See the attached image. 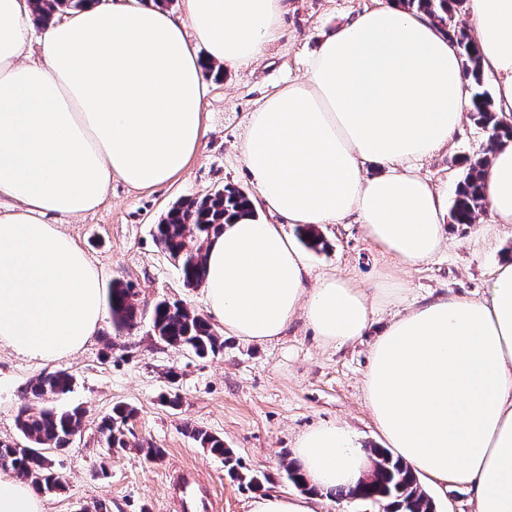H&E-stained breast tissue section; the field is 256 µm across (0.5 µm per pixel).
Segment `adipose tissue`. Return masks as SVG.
I'll use <instances>...</instances> for the list:
<instances>
[{
  "label": "adipose tissue",
  "mask_w": 512,
  "mask_h": 512,
  "mask_svg": "<svg viewBox=\"0 0 512 512\" xmlns=\"http://www.w3.org/2000/svg\"><path fill=\"white\" fill-rule=\"evenodd\" d=\"M283 0H180L177 11L120 0L64 13L30 38V0H0V344L46 363L104 320L102 277L51 215L78 217L113 180L150 189L182 174L210 126L202 61L246 67L280 37ZM474 47L512 125V0H470ZM206 57H199L198 47ZM308 77L251 112L240 146L255 208L319 227L354 219L402 266L445 240L441 196L414 170L472 107L455 42L397 0L325 34ZM370 164L381 165L376 176ZM492 221L512 224V142L481 173ZM206 311L225 331L272 341L303 316L326 344L356 342L375 309L309 269L282 225L225 223L209 245ZM387 447L430 481L473 489L475 512H512V257L483 296L412 305L376 338L363 381ZM295 456L317 495L257 496L250 512H321L370 460L338 422L305 431ZM0 512H44L38 490L0 468Z\"/></svg>",
  "instance_id": "ef3b65f1"
}]
</instances>
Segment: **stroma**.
I'll return each instance as SVG.
<instances>
[{
    "instance_id": "obj_1",
    "label": "stroma",
    "mask_w": 512,
    "mask_h": 512,
    "mask_svg": "<svg viewBox=\"0 0 512 512\" xmlns=\"http://www.w3.org/2000/svg\"><path fill=\"white\" fill-rule=\"evenodd\" d=\"M285 4L283 36L258 63L226 71L220 80L204 74L211 131L182 175L146 190L113 181L101 206L60 221L104 284L115 279L132 284L143 312L162 297L204 311L202 289L183 286L176 263L154 240V225L176 201L200 198L227 184L255 195L239 155L250 112L266 93L303 78L323 35L374 7L375 0ZM488 145L487 131L466 119L448 148L420 162V173L439 192L456 193L469 161ZM321 234L326 249L304 252L310 282L333 274L370 291L385 281L403 287L411 302L439 295L479 297L502 255L512 253V224L492 223L486 211L468 226L447 223L441 252L409 269L373 243L362 225L329 224ZM392 312L385 306L361 340L340 348L324 345L299 317L273 342H247L224 333L223 351L203 359L187 348L155 342L145 320L120 334L103 321L80 352L53 362L41 364L1 349L0 441L20 442L15 416L30 382L42 373L66 371L75 378L73 389L52 404L80 407L84 424L69 448L53 455L64 488L44 494L45 512H94L99 501L110 512H174L168 475L179 467L199 471L211 488L214 512H249L258 492L292 490L284 467L294 459L296 438L309 428L337 421L355 431L360 447L379 445L361 383L372 345ZM172 397L178 407L169 406ZM117 404L135 407L137 415L129 425V448L109 456L97 443L96 427ZM189 423L223 438L243 472L261 477L260 490L231 479L223 458L186 433ZM149 446L164 449L163 458L148 461L144 450Z\"/></svg>"
}]
</instances>
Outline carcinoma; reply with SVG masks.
<instances>
[{
    "instance_id": "carcinoma-1",
    "label": "carcinoma",
    "mask_w": 512,
    "mask_h": 512,
    "mask_svg": "<svg viewBox=\"0 0 512 512\" xmlns=\"http://www.w3.org/2000/svg\"><path fill=\"white\" fill-rule=\"evenodd\" d=\"M90 0H37L35 20L47 25L52 18L68 10L85 7ZM464 0H404L407 9L442 26L461 50L466 76L472 78V116L489 133V140L503 143L512 139V127L501 125L493 110L491 97L480 90L482 69L479 56L467 31L454 23L455 7ZM487 154L470 162L452 207L457 224H472L485 207L480 191V174L487 164ZM256 216L252 199L242 190L226 186L201 199H186L174 203L159 224L154 238L172 258L178 259L183 286L199 288L206 276V249L209 241L224 228L230 218ZM137 292L129 283L114 280L107 293V304L116 333L130 331L142 319L132 297ZM153 337L169 346L187 347L199 358L215 355L224 348V340L208 319L180 301L158 300L149 315ZM73 387V376L56 371L38 376L27 388L26 402L20 408L16 427L24 445L0 442V461L14 473L46 493L63 490L59 476L46 467V451L62 450L70 444V436L82 428L83 413L78 408L58 410L47 402L67 394ZM136 417L134 407L117 404L105 414L97 426V443L110 456L129 447L128 425ZM187 432L210 454L224 458L230 477L260 487L257 475L246 476L235 469L230 449L224 439L198 427L186 426ZM374 478L353 488L337 489L338 499H361L381 504L395 512H434L435 505L420 484L414 470L387 448L370 449Z\"/></svg>"
}]
</instances>
